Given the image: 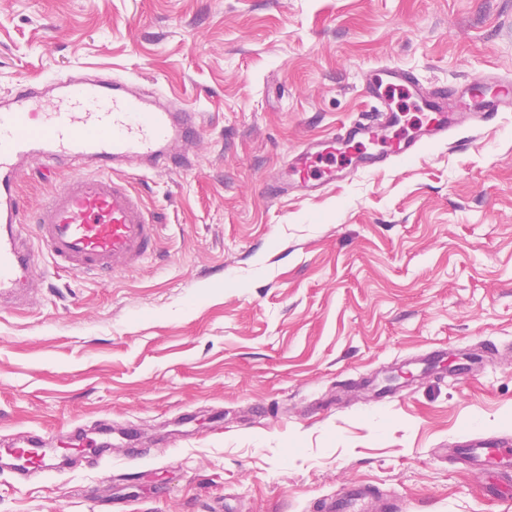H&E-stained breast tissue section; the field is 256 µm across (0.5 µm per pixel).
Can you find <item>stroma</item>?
I'll use <instances>...</instances> for the list:
<instances>
[{
    "instance_id": "1",
    "label": "stroma",
    "mask_w": 512,
    "mask_h": 512,
    "mask_svg": "<svg viewBox=\"0 0 512 512\" xmlns=\"http://www.w3.org/2000/svg\"><path fill=\"white\" fill-rule=\"evenodd\" d=\"M383 64L512 76V0H0V96L97 71L205 117L190 170L132 177L153 258L36 255V303L0 310V448L131 423L136 458L0 468V512H321L353 484L512 512L451 453L512 436V112L314 199L261 192L369 117ZM390 369L412 378L380 393Z\"/></svg>"
}]
</instances>
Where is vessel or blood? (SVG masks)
I'll list each match as a JSON object with an SVG mask.
<instances>
[{
    "label": "vessel or blood",
    "mask_w": 512,
    "mask_h": 512,
    "mask_svg": "<svg viewBox=\"0 0 512 512\" xmlns=\"http://www.w3.org/2000/svg\"><path fill=\"white\" fill-rule=\"evenodd\" d=\"M495 96L470 102L478 82L430 90L394 68L367 82L373 103L369 121L342 125L328 140L303 143L284 164L282 176L268 179L261 190L269 198L293 193L323 194L336 180L367 171L391 158L410 159L429 144L447 139L454 113L485 119L512 111V79L497 78ZM404 90L431 120L413 135L395 141L393 149L370 154L367 142L385 137L399 118L388 97ZM199 114L180 102L161 103L135 82L109 75L65 77L44 84L18 83L0 98V305L30 304L34 253L42 251L53 268L81 276L120 274L138 267L155 250L158 226L124 167L157 171L186 169L187 150L199 131ZM68 176L34 211H26L18 177L26 170ZM38 434L25 440L40 449L33 459L14 465L25 475L54 470L55 454L45 453ZM469 470L479 472L485 492L495 499L512 497V438L469 442L455 450ZM369 491L349 487L340 498L324 503V512H368Z\"/></svg>",
    "instance_id": "1"
}]
</instances>
